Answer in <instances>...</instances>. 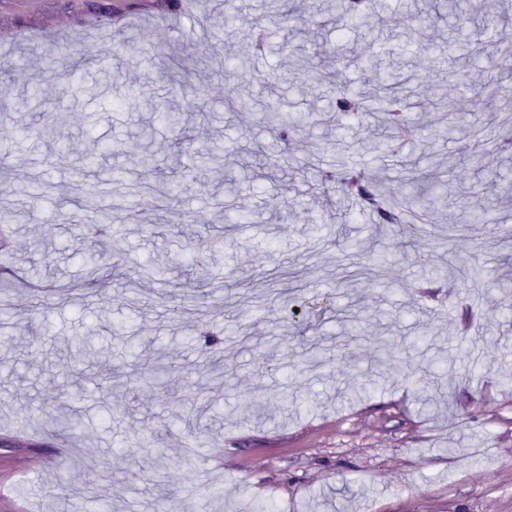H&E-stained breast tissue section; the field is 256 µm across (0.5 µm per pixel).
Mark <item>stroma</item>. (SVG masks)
I'll use <instances>...</instances> for the list:
<instances>
[{
	"label": "stroma",
	"mask_w": 512,
	"mask_h": 512,
	"mask_svg": "<svg viewBox=\"0 0 512 512\" xmlns=\"http://www.w3.org/2000/svg\"><path fill=\"white\" fill-rule=\"evenodd\" d=\"M331 2L293 0L294 13L282 20L280 0H232L237 20L222 39L235 63L223 76L202 63L212 49L214 0H0V208L26 214L0 262L32 280L51 277L58 288L88 278L92 253L112 269L100 294L81 305L55 298L33 307L19 288L5 294L16 309L0 319V336L10 339L0 346V512H64L70 502L82 512H154L162 495L174 498L178 512H256L259 501L274 512H512V235L489 233L493 221L512 226V195L498 190L512 183V148L494 144L512 120V97L485 106L481 155L470 154L468 126L431 137L447 127L449 103L471 110L463 87L496 77L470 51H496L501 34L512 36V10L502 11L500 0H457L441 20L425 0H386L370 27L356 28ZM260 18L268 21L270 49L257 58L247 35ZM409 23L421 51L398 45ZM123 42L130 48L114 60ZM47 56L89 60L78 82L52 87L58 109L69 114L61 159L50 136L13 134L53 122V113L24 102V85ZM176 64L209 102L220 103L231 82L245 106L218 122L159 126L154 175L194 172L189 192L164 204L140 188L152 174L134 142L151 115L128 99L127 87L147 84L155 98L189 114L190 99L168 77ZM381 75L404 83L418 128L417 145L398 155L369 152L374 130L356 117L343 118L345 131L337 133L324 110L343 85L378 93ZM271 83L285 110L319 119L279 144V154H295L297 163L273 180L256 175L251 155L255 141L271 140L259 125ZM227 136L233 154L225 173L235 182L228 196L199 156ZM107 144L114 152L105 157ZM410 163L447 184L448 200L421 237L409 212H401L400 226L379 223L357 199L323 192L313 178L318 167L339 175L365 167L397 206ZM115 167L127 180L103 199L116 220L97 249L77 237L81 214L62 200L79 182L95 202L98 177ZM38 180L48 186L47 203L35 207L26 191ZM197 212L206 222L193 221ZM147 224L153 234L142 233ZM200 235L216 248L190 253L189 240ZM40 242L48 251L37 250ZM382 252L395 261L377 275ZM474 261L484 270L478 292L463 275ZM438 268L442 277L432 279ZM281 292L332 294L316 335L294 338L274 301ZM201 313L235 334L238 354L225 356L220 345L210 352L226 360L225 382L177 376L163 391L127 384L148 359L190 369L199 359L190 337ZM352 319L360 325L354 336L346 333ZM121 323L146 344L144 359L124 357L112 337ZM46 324L52 336L43 335ZM72 336L90 337L93 348L82 359L91 378L73 462L53 427L71 378L64 341ZM410 336L427 342L409 347ZM462 336L477 344L482 378L459 364L438 379L426 372L427 360ZM352 364L373 382L369 394L353 392L345 374ZM409 367L435 395L431 408L413 402ZM187 417L201 426L196 437L187 435ZM139 428L154 430L166 450L162 481L143 462Z\"/></svg>",
	"instance_id": "1"
}]
</instances>
